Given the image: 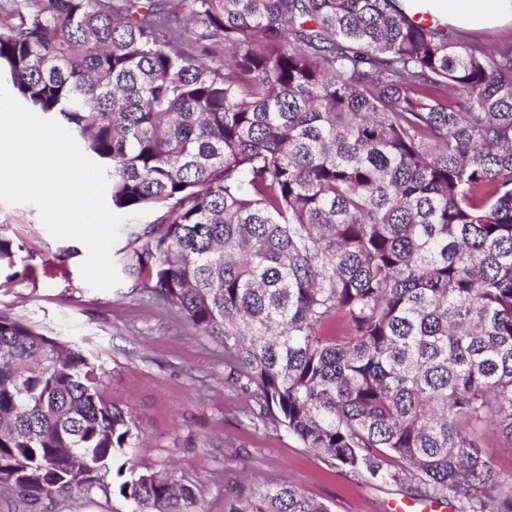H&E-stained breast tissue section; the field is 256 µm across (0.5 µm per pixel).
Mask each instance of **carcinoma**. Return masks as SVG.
Masks as SVG:
<instances>
[{"mask_svg": "<svg viewBox=\"0 0 512 512\" xmlns=\"http://www.w3.org/2000/svg\"><path fill=\"white\" fill-rule=\"evenodd\" d=\"M399 0H0L9 93L157 210L126 273L250 416L369 482L512 512V32ZM92 354L0 312V487L204 512L136 469ZM228 512H331L263 484ZM485 449L496 466L504 473L512 471V445L502 440L494 439Z\"/></svg>", "mask_w": 512, "mask_h": 512, "instance_id": "cac0c4a2", "label": "carcinoma"}]
</instances>
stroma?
Listing matches in <instances>:
<instances>
[{"mask_svg": "<svg viewBox=\"0 0 512 512\" xmlns=\"http://www.w3.org/2000/svg\"><path fill=\"white\" fill-rule=\"evenodd\" d=\"M0 238L17 252L13 268L0 267V311L93 353L105 396L134 411L145 439L140 470L204 483L205 512H226L229 500L264 483L302 487L331 512L403 503L397 486L359 480L286 431L247 418L246 397L224 385L221 347L167 316L128 277L108 290L87 284V246L54 238L35 205L0 202ZM0 512H125V504L96 489L29 509L2 490Z\"/></svg>", "mask_w": 512, "mask_h": 512, "instance_id": "1", "label": "stroma"}]
</instances>
